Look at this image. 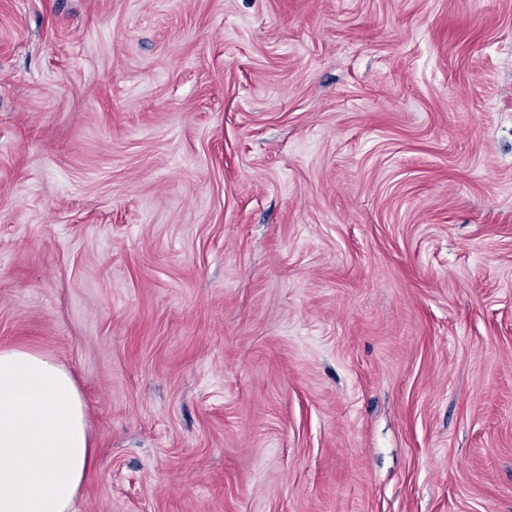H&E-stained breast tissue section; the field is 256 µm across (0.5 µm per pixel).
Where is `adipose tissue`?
Here are the masks:
<instances>
[{
	"mask_svg": "<svg viewBox=\"0 0 512 512\" xmlns=\"http://www.w3.org/2000/svg\"><path fill=\"white\" fill-rule=\"evenodd\" d=\"M93 459L72 374L52 355L0 349V512H73Z\"/></svg>",
	"mask_w": 512,
	"mask_h": 512,
	"instance_id": "obj_1",
	"label": "adipose tissue"
}]
</instances>
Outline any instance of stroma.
Segmentation results:
<instances>
[{
	"instance_id": "stroma-1",
	"label": "stroma",
	"mask_w": 512,
	"mask_h": 512,
	"mask_svg": "<svg viewBox=\"0 0 512 512\" xmlns=\"http://www.w3.org/2000/svg\"><path fill=\"white\" fill-rule=\"evenodd\" d=\"M0 348L74 512H512V0H0ZM93 459L72 374L50 354L0 349V512H73Z\"/></svg>"
}]
</instances>
